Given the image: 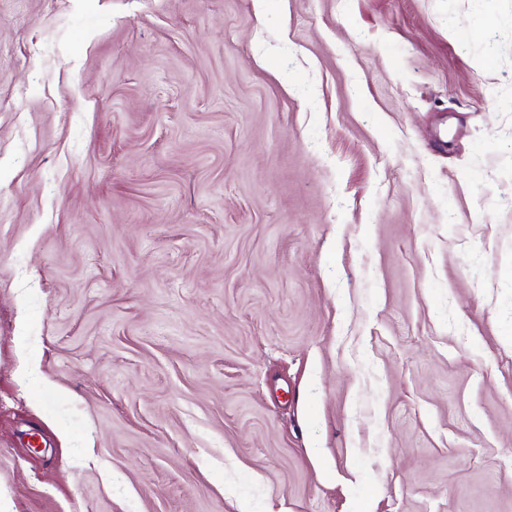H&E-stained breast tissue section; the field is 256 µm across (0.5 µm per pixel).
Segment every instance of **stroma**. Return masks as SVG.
I'll use <instances>...</instances> for the list:
<instances>
[{
    "instance_id": "obj_1",
    "label": "stroma",
    "mask_w": 512,
    "mask_h": 512,
    "mask_svg": "<svg viewBox=\"0 0 512 512\" xmlns=\"http://www.w3.org/2000/svg\"><path fill=\"white\" fill-rule=\"evenodd\" d=\"M0 512H512V0H0Z\"/></svg>"
}]
</instances>
